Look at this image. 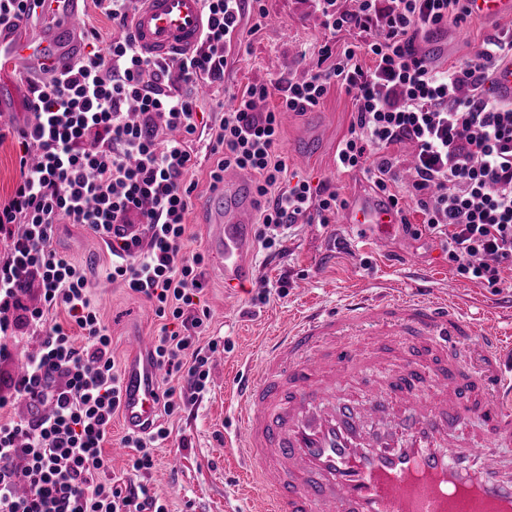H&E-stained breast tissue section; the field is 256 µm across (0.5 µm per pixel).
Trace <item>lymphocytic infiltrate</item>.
<instances>
[{
  "instance_id": "lymphocytic-infiltrate-1",
  "label": "lymphocytic infiltrate",
  "mask_w": 512,
  "mask_h": 512,
  "mask_svg": "<svg viewBox=\"0 0 512 512\" xmlns=\"http://www.w3.org/2000/svg\"><path fill=\"white\" fill-rule=\"evenodd\" d=\"M117 33L102 49L31 84L33 115L19 129V177L0 200V361L18 325L38 341L9 384L30 415L0 422V512H169L143 484L108 479L103 447L120 410L121 371L87 276L54 245L58 225L78 224L112 249L107 277L129 288L160 320L150 362L165 372L160 403L174 414L205 390L208 358L195 347L208 326L200 300L205 256L182 251L197 184L230 170L257 177L264 204L257 239L281 253L286 230L327 224L344 200L326 183L291 179L280 151L282 115L320 105L339 82L354 107L337 169L368 174L388 197L402 231L439 240L457 276L490 288L512 285V106L487 91L497 61L512 56V32L488 36L465 62L445 71L424 66L414 42L447 21H466L463 0H359L345 11L319 0L329 32L366 37L372 67L353 48L318 63L302 78L248 86L220 120L204 112L195 86L224 83L232 49L241 46L249 0H203L208 26L200 47L153 59L129 25L139 0H94ZM275 110H259L270 96ZM412 148L403 182L393 146ZM417 213L420 223L409 215ZM38 280V305L25 287ZM83 345H76V338ZM157 425L127 431L132 472L153 466Z\"/></svg>"
}]
</instances>
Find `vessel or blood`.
Instances as JSON below:
<instances>
[{
	"label": "vessel or blood",
	"instance_id": "1",
	"mask_svg": "<svg viewBox=\"0 0 512 512\" xmlns=\"http://www.w3.org/2000/svg\"><path fill=\"white\" fill-rule=\"evenodd\" d=\"M80 0H46L43 28L0 26V58L41 74L80 55ZM134 36L150 56L193 51L206 25L203 0H140ZM471 15L512 17V0H465ZM499 101L512 105V57L494 67ZM210 249L224 285L253 279L248 254L257 207L236 173L203 201ZM344 224L387 232L397 217L381 197L349 203ZM373 348L365 355L353 337ZM123 371L120 416L148 431L159 408V369L149 339ZM244 481L264 497L261 512H512V328L476 319L453 291L400 293L320 311L274 337L235 389Z\"/></svg>",
	"mask_w": 512,
	"mask_h": 512
}]
</instances>
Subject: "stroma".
<instances>
[{
  "label": "stroma",
  "mask_w": 512,
  "mask_h": 512,
  "mask_svg": "<svg viewBox=\"0 0 512 512\" xmlns=\"http://www.w3.org/2000/svg\"><path fill=\"white\" fill-rule=\"evenodd\" d=\"M265 26L244 32L243 48L231 52L224 71L220 98L203 93L205 111L221 115V103L247 86L299 76L306 66L302 55L330 45L334 53L360 45L363 35L345 29L329 33L313 0H263ZM512 30V19L502 21L468 17L462 24L448 22L419 37L416 46L437 69L445 70L471 57L490 34ZM30 68L6 63L0 68V88L10 87L9 126L23 127L31 118L26 107ZM353 104L340 84H331L320 106L282 116L281 151L288 171L327 182L341 199L370 195L362 172L338 170L336 148L347 135ZM207 212L193 205L187 216L185 252L205 254L202 300L209 312V329L197 345L211 340L224 344L222 355H211L206 390L171 417H163L169 439L154 452V466L140 477L152 492L166 500L169 512H252V502L236 481L239 457L235 432L226 428L233 415L232 388L239 369L256 363L263 342L286 334L303 313L341 310L356 297L368 299L409 290L411 282L424 281L433 289L454 286L456 300L471 311H484L512 324V288H488L457 277L438 240L415 239L399 227L378 236L375 226L296 224L283 240L281 256L266 259L261 250L249 255L255 276L246 291L224 285L221 262L209 253ZM56 246L84 269L90 295L112 336V354L126 365L133 335L157 336L160 322L141 298L106 275L112 251L101 239L77 224L60 225ZM267 302H257L259 293Z\"/></svg>",
  "instance_id": "1"
}]
</instances>
